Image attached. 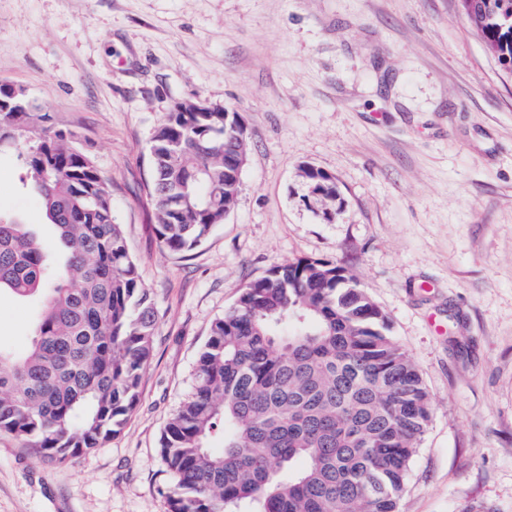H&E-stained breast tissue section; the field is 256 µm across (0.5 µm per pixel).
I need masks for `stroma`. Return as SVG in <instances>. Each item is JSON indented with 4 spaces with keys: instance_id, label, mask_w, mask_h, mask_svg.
Returning <instances> with one entry per match:
<instances>
[{
    "instance_id": "stroma-1",
    "label": "stroma",
    "mask_w": 512,
    "mask_h": 512,
    "mask_svg": "<svg viewBox=\"0 0 512 512\" xmlns=\"http://www.w3.org/2000/svg\"><path fill=\"white\" fill-rule=\"evenodd\" d=\"M1 81L93 155L157 324L102 448L51 464L0 434V512H168L160 439L213 321L300 258L366 289L430 393L400 512H512V74L459 0H0ZM189 97L238 112L249 151L224 223L173 253L149 144ZM15 156L0 216L47 232ZM306 166L333 177V218ZM35 316L0 293V345L24 351Z\"/></svg>"
}]
</instances>
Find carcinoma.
<instances>
[{
    "label": "carcinoma",
    "instance_id": "1",
    "mask_svg": "<svg viewBox=\"0 0 512 512\" xmlns=\"http://www.w3.org/2000/svg\"><path fill=\"white\" fill-rule=\"evenodd\" d=\"M487 51L512 73V0H460ZM175 104L149 148L164 248L201 245L235 206L227 155L244 123ZM25 138L22 186L67 250L62 266L28 225L0 218V288L38 296L30 347L0 350V432L67 463L118 435L139 402L156 312L107 185L74 134L35 105L0 113V150ZM336 199L332 178L304 171ZM431 398L383 311L339 266L298 259L245 284L199 353L192 391L160 443L169 512H398Z\"/></svg>",
    "mask_w": 512,
    "mask_h": 512
}]
</instances>
